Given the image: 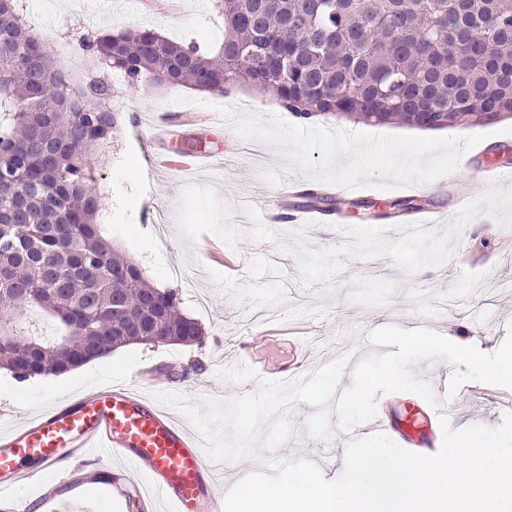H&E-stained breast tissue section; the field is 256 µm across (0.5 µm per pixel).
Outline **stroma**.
I'll return each mask as SVG.
<instances>
[{"label": "stroma", "instance_id": "1", "mask_svg": "<svg viewBox=\"0 0 512 512\" xmlns=\"http://www.w3.org/2000/svg\"><path fill=\"white\" fill-rule=\"evenodd\" d=\"M165 0H26L43 39L71 40L68 61L81 79H102L123 116L110 148L93 155L92 186L103 237L140 266L149 284L176 292L182 311L204 332L200 345L134 344L61 376L25 382L0 371V426L22 424L56 399L136 369L150 368L139 387L199 435L208 459L227 465L226 478L269 472L275 461L312 460L345 450L344 437L390 395L423 406L446 402L450 425H501L512 413V378H490L450 353L405 360L407 330L474 351H512V180L475 190L456 129L412 137L408 127L338 119L302 122L286 110L264 111L274 98L240 84L221 95L150 84L125 86L120 72L81 62L74 42L86 31L145 26L165 36L213 47L224 24L211 0H183L169 14ZM208 124L178 121L181 113ZM173 119L171 136L150 141V121ZM205 151L210 167L186 173L152 169L147 151ZM303 183L337 187L340 224L267 223L250 207L254 194ZM428 199L440 222L410 229L370 221L367 200ZM482 226L471 232V224ZM203 269L186 284L175 268ZM358 349L347 362V349ZM307 352L303 392L275 380L255 384L249 364L278 367L294 350ZM405 361L397 387L377 377ZM187 367L174 377L170 368ZM456 391L445 395L443 374Z\"/></svg>", "mask_w": 512, "mask_h": 512}]
</instances>
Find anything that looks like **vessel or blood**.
<instances>
[{
  "mask_svg": "<svg viewBox=\"0 0 512 512\" xmlns=\"http://www.w3.org/2000/svg\"><path fill=\"white\" fill-rule=\"evenodd\" d=\"M152 167L194 168L199 155L177 158L150 153ZM296 186L279 191L277 203L264 206L268 222L290 219L295 224H324L325 209L295 205ZM422 431L410 429L409 419L399 418L382 406L367 423L370 431L390 435L404 449L417 453L440 448L438 411L424 414ZM95 453L102 459L125 462L122 477L132 482L144 474L152 492L143 499L146 512L164 504L166 512H224V501L214 489L224 472L209 462L198 448V437L158 404L144 397L135 384L104 385L85 390L51 405L19 426L0 430V512H85L87 487L99 480L96 472H75L64 490H56L52 472L70 460ZM39 480L37 494L19 497L15 488L23 479Z\"/></svg>",
  "mask_w": 512,
  "mask_h": 512,
  "instance_id": "obj_1",
  "label": "vessel or blood"
}]
</instances>
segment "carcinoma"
Wrapping results in <instances>:
<instances>
[{"mask_svg": "<svg viewBox=\"0 0 512 512\" xmlns=\"http://www.w3.org/2000/svg\"><path fill=\"white\" fill-rule=\"evenodd\" d=\"M224 40L208 52L138 26L92 36L82 55L116 62L129 89L145 83L224 94L227 66L260 93L292 96L294 117L439 128L512 114V0H213ZM0 368L20 380L64 375L132 345L189 344L175 292L150 287L101 235L89 156L107 148L112 88L78 81L45 48L31 78L13 77L37 34L23 0L0 12ZM263 44L255 56L243 47ZM37 308L59 323L30 329Z\"/></svg>", "mask_w": 512, "mask_h": 512, "instance_id": "cac0c4a2", "label": "carcinoma"}]
</instances>
